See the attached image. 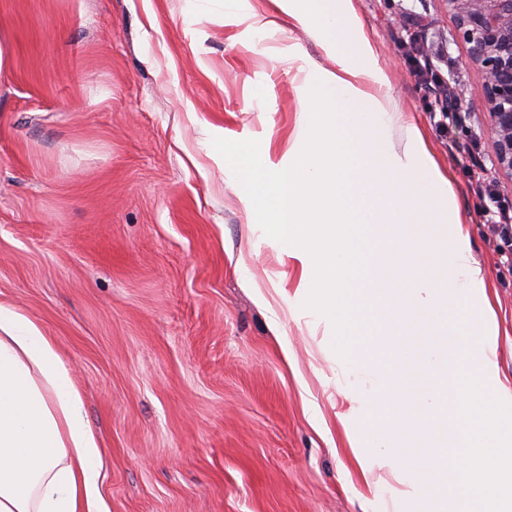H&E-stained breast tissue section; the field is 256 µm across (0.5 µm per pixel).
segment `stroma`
Segmentation results:
<instances>
[{
	"mask_svg": "<svg viewBox=\"0 0 512 512\" xmlns=\"http://www.w3.org/2000/svg\"><path fill=\"white\" fill-rule=\"evenodd\" d=\"M399 112L450 180L491 292L512 388V248L475 194L498 173L482 113L444 118L420 72L483 94L446 0H352ZM272 0H0V304L52 337L104 450L109 512H425L366 491L325 324L266 306L301 264L261 238L213 138L279 161L311 67ZM288 337L292 358L277 342Z\"/></svg>",
	"mask_w": 512,
	"mask_h": 512,
	"instance_id": "35a3bbf8",
	"label": "stroma"
}]
</instances>
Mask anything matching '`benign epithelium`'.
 Wrapping results in <instances>:
<instances>
[{"label": "benign epithelium", "instance_id": "obj_1", "mask_svg": "<svg viewBox=\"0 0 512 512\" xmlns=\"http://www.w3.org/2000/svg\"><path fill=\"white\" fill-rule=\"evenodd\" d=\"M447 2L482 80L483 97L471 108L486 116L495 165L512 177V0Z\"/></svg>", "mask_w": 512, "mask_h": 512}]
</instances>
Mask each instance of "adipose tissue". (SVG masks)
I'll return each mask as SVG.
<instances>
[{"instance_id":"1","label":"adipose tissue","mask_w":512,"mask_h":512,"mask_svg":"<svg viewBox=\"0 0 512 512\" xmlns=\"http://www.w3.org/2000/svg\"><path fill=\"white\" fill-rule=\"evenodd\" d=\"M103 462L55 342L0 304V512H109Z\"/></svg>"}]
</instances>
